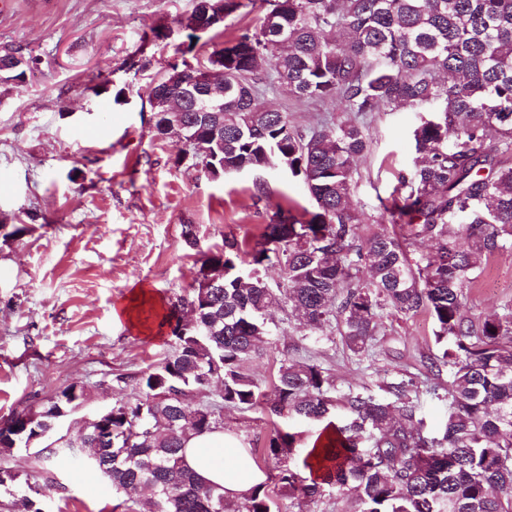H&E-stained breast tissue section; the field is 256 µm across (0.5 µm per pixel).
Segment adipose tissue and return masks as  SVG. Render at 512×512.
<instances>
[{
  "instance_id": "ef3b65f1",
  "label": "adipose tissue",
  "mask_w": 512,
  "mask_h": 512,
  "mask_svg": "<svg viewBox=\"0 0 512 512\" xmlns=\"http://www.w3.org/2000/svg\"><path fill=\"white\" fill-rule=\"evenodd\" d=\"M183 456L199 478L221 488L232 499L266 481L265 473L254 464L242 440L227 430L189 435Z\"/></svg>"
}]
</instances>
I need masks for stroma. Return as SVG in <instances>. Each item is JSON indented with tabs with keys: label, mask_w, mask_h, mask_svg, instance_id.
<instances>
[{
	"label": "stroma",
	"mask_w": 512,
	"mask_h": 512,
	"mask_svg": "<svg viewBox=\"0 0 512 512\" xmlns=\"http://www.w3.org/2000/svg\"><path fill=\"white\" fill-rule=\"evenodd\" d=\"M193 7L194 0H11L0 12V52L27 63L23 88L0 80V419L84 383L87 397L60 421L62 435L134 396V376L173 350L157 308L190 291L203 254L228 238L254 247L277 208L298 214L314 208L303 178L245 169L213 179L179 161L177 139L157 133L146 94L150 79L181 57L206 62L266 10L261 0L240 8L193 42L181 25ZM156 28L163 38L153 37ZM263 102L287 111L302 129L323 116L347 118L333 99L306 103L271 92ZM368 120L372 145L351 184L364 217L362 237L393 230L380 202L416 158L414 113L385 107ZM189 231L196 246L186 241ZM139 286L157 304L141 307L138 330L114 309ZM465 303L475 318L512 310V255L490 261ZM270 316L275 344L246 366L267 393L281 360L290 358L319 364L337 395L363 389L377 395L386 382L421 381V361L436 350L425 312L383 311L363 356L346 347L338 325L317 340L298 328L288 304ZM120 374L125 383H116ZM223 418L274 477L277 461L259 453L274 417L258 405L225 409ZM8 465L39 488L44 512H112V487L98 471L43 472L31 448L13 449ZM277 503L280 512L359 509L349 489H328L302 504L281 496Z\"/></svg>",
	"instance_id": "obj_1"
}]
</instances>
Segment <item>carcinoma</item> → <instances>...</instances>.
Wrapping results in <instances>:
<instances>
[{
	"mask_svg": "<svg viewBox=\"0 0 512 512\" xmlns=\"http://www.w3.org/2000/svg\"><path fill=\"white\" fill-rule=\"evenodd\" d=\"M224 2V15L241 0ZM258 24L222 43L208 64L224 69V140L209 164L261 168L267 162L303 177L315 203L305 219L279 210L258 246L234 239L204 256L199 274L220 287L191 289L170 302L164 319L186 301L207 325L176 321L175 347L135 376L138 395L112 404V421L94 438L76 431L58 438V420L85 396L71 385L42 404L36 416L14 414L21 435L0 433V456L26 446L35 433L38 461L89 465L112 484L121 512H274L275 500L257 487L236 500L187 468L189 432L224 427L226 407L264 406L288 420L262 453L286 461L278 491L314 500L324 488H352L360 512H512V315L469 316L465 290L488 262L512 252V0H265ZM270 62L272 73L261 76ZM297 101L336 98L345 111L366 116L383 106L418 114L412 136L420 160L398 174V196L387 210L400 234L374 232L358 241L360 213L351 206L356 159L370 146L355 119H319L300 130L288 112L260 102L261 83ZM189 141L209 128L206 112H187ZM430 241L434 251L409 257ZM279 268L282 282L269 285ZM311 335L337 320L355 353L365 351L377 311H420L435 324L438 353L427 369L448 370L441 429H427L413 381L382 386L389 397L336 386L314 364L284 361L271 396L244 365L274 336L268 310L281 303ZM223 382L222 404L208 407L205 424L188 403L202 377ZM316 430L312 448L295 425ZM19 477L0 465V493L14 494Z\"/></svg>",
	"mask_w": 512,
	"mask_h": 512,
	"instance_id": "obj_1",
	"label": "carcinoma"
}]
</instances>
